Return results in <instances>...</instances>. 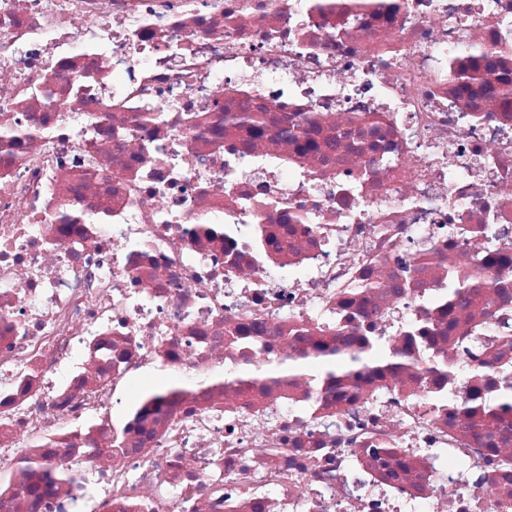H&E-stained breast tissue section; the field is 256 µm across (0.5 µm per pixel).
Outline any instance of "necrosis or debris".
I'll list each match as a JSON object with an SVG mask.
<instances>
[{
	"label": "necrosis or debris",
	"mask_w": 512,
	"mask_h": 512,
	"mask_svg": "<svg viewBox=\"0 0 512 512\" xmlns=\"http://www.w3.org/2000/svg\"><path fill=\"white\" fill-rule=\"evenodd\" d=\"M507 83L512 0H0V512H512Z\"/></svg>",
	"instance_id": "obj_1"
}]
</instances>
